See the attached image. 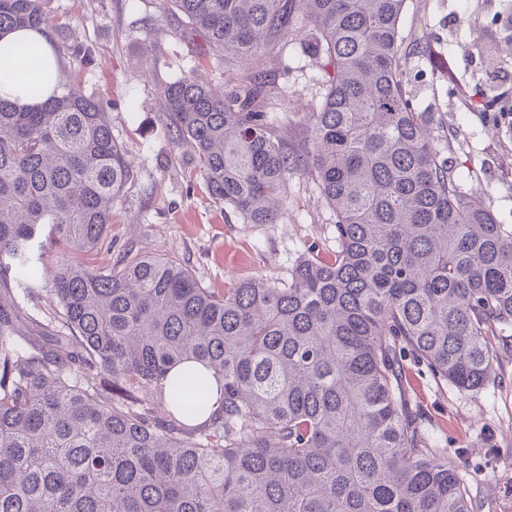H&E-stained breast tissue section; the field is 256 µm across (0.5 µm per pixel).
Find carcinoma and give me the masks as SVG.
<instances>
[{"label":"carcinoma","instance_id":"obj_1","mask_svg":"<svg viewBox=\"0 0 512 512\" xmlns=\"http://www.w3.org/2000/svg\"><path fill=\"white\" fill-rule=\"evenodd\" d=\"M172 2L224 61L220 95L193 70L165 85L175 142L247 224L278 223L288 179L310 177L335 216V258L304 256L286 286L255 278L221 296L163 255L51 270L42 226L73 255L98 247L133 166L79 87L0 99V512H471L457 467L427 446L402 356L461 391L495 381L512 225L463 190L450 134L416 108L406 0ZM50 25L45 0H0V32ZM308 25L326 89L297 154L263 62ZM415 49L467 111L495 127L509 114L459 81L452 56ZM3 56L25 58L41 96L38 49ZM42 283L63 327L48 336L23 306ZM186 360L203 370L170 380Z\"/></svg>","mask_w":512,"mask_h":512}]
</instances>
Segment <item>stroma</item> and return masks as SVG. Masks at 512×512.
Masks as SVG:
<instances>
[{
    "label": "stroma",
    "instance_id": "stroma-1",
    "mask_svg": "<svg viewBox=\"0 0 512 512\" xmlns=\"http://www.w3.org/2000/svg\"><path fill=\"white\" fill-rule=\"evenodd\" d=\"M51 19L69 22L94 62L73 61L65 43L57 52L65 80L103 101L113 136L135 160L134 177L112 207L107 239L81 261L91 268L125 256L168 254L215 293L252 278L286 284L298 258L334 259V217L310 178L288 181V212L276 224H247L213 199L190 152L166 125L163 90L193 69L210 87L224 88V64L203 38L189 32L172 0H47ZM499 0H406L405 42L449 49L459 77L512 100V70L490 72L477 39L508 41ZM300 30L264 61L271 108L281 113L288 148L302 150L305 115L325 92L322 67ZM422 72L414 87L418 111L452 131L448 158L469 192L482 196L502 224H512V126H492L465 110L451 85L432 78L431 58L409 56ZM498 377L478 391L435 380L412 357L402 361L406 396L422 415L430 447L455 462L472 512H512V339L497 350Z\"/></svg>",
    "mask_w": 512,
    "mask_h": 512
}]
</instances>
